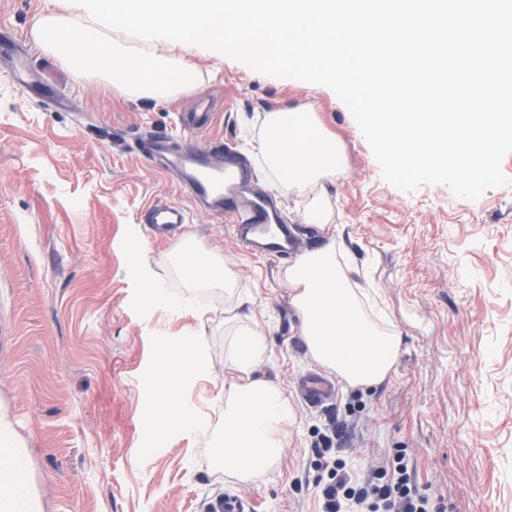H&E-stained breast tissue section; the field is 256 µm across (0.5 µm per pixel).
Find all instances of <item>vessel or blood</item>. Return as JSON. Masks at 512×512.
<instances>
[{"label":"vessel or blood","instance_id":"1","mask_svg":"<svg viewBox=\"0 0 512 512\" xmlns=\"http://www.w3.org/2000/svg\"><path fill=\"white\" fill-rule=\"evenodd\" d=\"M211 94H199L192 107L180 113L179 122L187 136L208 130L214 121ZM148 160H161L166 170L176 173L189 202L149 203L143 213L152 239H163L183 231L191 211L224 218L237 243L250 254L265 259H289L300 250L299 228L284 223L272 198L254 187L250 163L239 159L223 142L201 150L185 144L173 146L164 136L150 137L141 149ZM303 398L314 407L328 406L335 397L334 381L310 374L298 384Z\"/></svg>","mask_w":512,"mask_h":512}]
</instances>
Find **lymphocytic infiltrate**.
Returning a JSON list of instances; mask_svg holds the SVG:
<instances>
[{
    "instance_id": "f902f5d3",
    "label": "lymphocytic infiltrate",
    "mask_w": 512,
    "mask_h": 512,
    "mask_svg": "<svg viewBox=\"0 0 512 512\" xmlns=\"http://www.w3.org/2000/svg\"><path fill=\"white\" fill-rule=\"evenodd\" d=\"M347 425L333 426L312 451V465L325 474L319 480V512H446L440 498L419 483L410 449L392 448L372 460L366 474L352 476L333 443Z\"/></svg>"
}]
</instances>
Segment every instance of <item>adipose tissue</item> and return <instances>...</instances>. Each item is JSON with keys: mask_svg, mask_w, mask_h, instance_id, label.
Here are the masks:
<instances>
[{"mask_svg": "<svg viewBox=\"0 0 512 512\" xmlns=\"http://www.w3.org/2000/svg\"><path fill=\"white\" fill-rule=\"evenodd\" d=\"M256 140L265 174L284 195L310 190L303 221L323 233L322 243L298 254L284 272L308 354L347 387L382 384L396 371L403 337L397 328L372 316L365 289L352 281L353 266L340 260L341 231L331 223L325 187L342 170L335 137L319 129L312 113L284 110L265 114ZM168 262L183 286L173 309L197 308V299L205 292H223L228 374L217 392L224 402L219 422L185 406L174 411L157 406V419L191 428L206 446L219 449L211 464L230 480L256 482L282 457L296 423L294 405L280 385L256 371L266 357L267 338L247 311L249 299L239 292L221 248L201 255L189 239Z\"/></svg>", "mask_w": 512, "mask_h": 512, "instance_id": "obj_1", "label": "adipose tissue"}]
</instances>
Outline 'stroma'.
I'll list each match as a JSON object with an SVG mask.
<instances>
[{
	"label": "stroma",
	"instance_id": "stroma-1",
	"mask_svg": "<svg viewBox=\"0 0 512 512\" xmlns=\"http://www.w3.org/2000/svg\"><path fill=\"white\" fill-rule=\"evenodd\" d=\"M57 10L55 0H0V31L19 37L12 58L0 59V412L13 422L0 449L29 465L30 503L40 512H207L230 495L248 512H318L311 444L330 421L351 418L355 468L410 448L419 481L447 512H512V154L502 162L509 185L477 200L444 185L407 193L383 179L330 88L199 52L193 92L127 97L38 47V20ZM17 68L39 77L47 97L27 94L12 77ZM202 92L218 102L202 144L213 137L251 154L247 131L286 109L313 113L335 134L343 171L327 203L403 336L390 380L340 383L330 407H309L297 381L319 366L299 335L285 264L244 251L218 217L192 215L186 235L150 240L143 205L186 197L135 144L152 135L182 141L177 114ZM187 235L200 248L223 247L268 338L259 370L297 409L280 462L253 484L214 470L191 429L155 418L156 377L179 336L201 325L209 376H173L168 400L221 414L224 299L204 295L202 320L175 314L168 301L177 285L163 256ZM137 258L146 279L129 273Z\"/></svg>",
	"mask_w": 512,
	"mask_h": 512
}]
</instances>
